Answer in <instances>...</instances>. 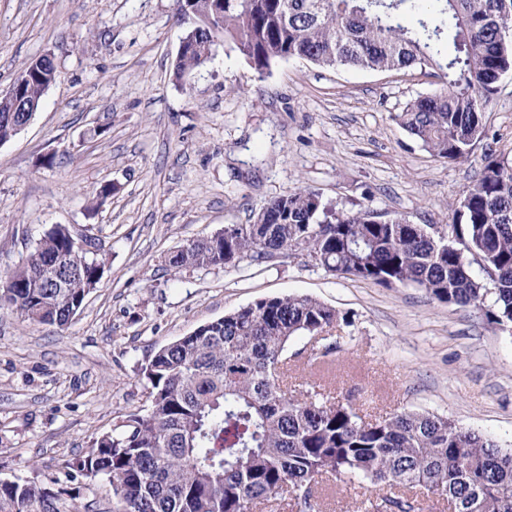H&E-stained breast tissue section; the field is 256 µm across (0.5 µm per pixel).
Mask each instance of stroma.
Here are the masks:
<instances>
[{"mask_svg":"<svg viewBox=\"0 0 512 512\" xmlns=\"http://www.w3.org/2000/svg\"><path fill=\"white\" fill-rule=\"evenodd\" d=\"M184 31L176 0H0V92L40 56L56 64L30 123L0 144V278L58 224L95 238L104 263L65 328L0 309V478L60 475L117 416L147 407L140 368L154 352L284 295L339 314L327 380L359 415L429 411L512 448V330L480 311L326 273L301 249L176 276L167 264L299 187L445 230L485 154L512 160V72L468 160L442 162L393 119L442 89L438 70L295 58L261 74L219 45L180 84Z\"/></svg>","mask_w":512,"mask_h":512,"instance_id":"35a3bbf8","label":"stroma"}]
</instances>
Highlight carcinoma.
I'll list each match as a JSON object with an SVG mask.
<instances>
[{"label":"carcinoma","mask_w":512,"mask_h":512,"mask_svg":"<svg viewBox=\"0 0 512 512\" xmlns=\"http://www.w3.org/2000/svg\"><path fill=\"white\" fill-rule=\"evenodd\" d=\"M195 40L178 53L187 78L218 41L264 74L292 58L375 71L435 66L445 88L394 116L434 157L468 158L482 113L512 71V0H177ZM452 40L454 54L444 51ZM54 62L20 72V100L39 106ZM264 223L224 228L168 259L188 268L261 262L297 247L333 275L391 288L415 284L433 299L512 326V161L484 157L455 209L451 236L431 225L327 207L298 188L264 205ZM91 249L57 225L0 287V308L33 323L69 324L102 270ZM492 287H486V282ZM336 311L300 295L260 299L158 349L140 374L149 405L68 459L63 477L0 479V512H93L95 483L112 486V512H320L312 486L334 477L362 490L363 512H423L417 491L448 512H512V450L440 415L404 411L363 423L351 401L319 386L288 388V347L307 336L338 349Z\"/></svg>","instance_id":"cac0c4a2"}]
</instances>
